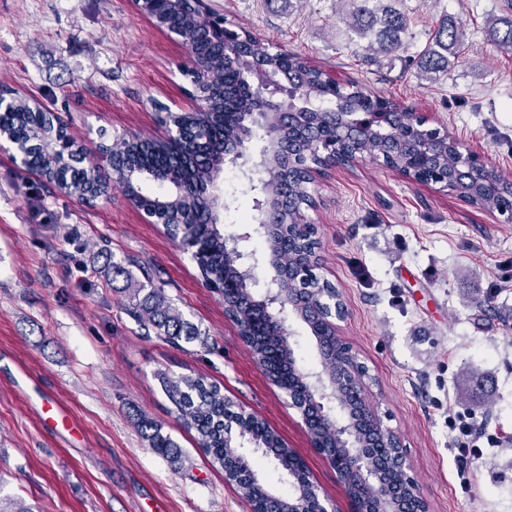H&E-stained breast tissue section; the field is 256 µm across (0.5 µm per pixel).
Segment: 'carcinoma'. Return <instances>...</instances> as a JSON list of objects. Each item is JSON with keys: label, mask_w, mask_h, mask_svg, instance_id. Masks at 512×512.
I'll return each mask as SVG.
<instances>
[{"label": "carcinoma", "mask_w": 512, "mask_h": 512, "mask_svg": "<svg viewBox=\"0 0 512 512\" xmlns=\"http://www.w3.org/2000/svg\"><path fill=\"white\" fill-rule=\"evenodd\" d=\"M352 31L368 40L362 61L372 63L403 46L408 35L405 15L388 0H346ZM504 8L488 22V36L493 45L512 50V0H502ZM161 24L180 30L194 46L199 62L214 74V98L211 112L204 118L188 116L184 121L183 138L168 144L140 139L127 142L122 139L106 146L114 160L113 184L141 208L156 207L160 195L144 192L148 181L166 185V197L171 200L169 210L173 223L167 232L179 241L193 246L190 250L200 276L205 283L215 286V293L224 304V310L234 319L241 340L250 349L254 359L270 378H280L283 390L299 391L301 400L311 399L307 382L293 372L298 364L288 336L286 324L273 321L250 301L247 282L242 269L226 253L224 225L210 221L202 195L210 184L221 180L224 174V153L237 144L241 136L264 138L266 131L250 123L254 109L253 95L240 72L232 65V48L208 36V20L196 15L190 5L173 9L164 0L156 6ZM464 44L463 27L452 19L440 20L427 46L416 58L421 77L448 71L459 60ZM235 48L244 49L256 63L277 71L289 82L298 84L303 96L293 100L291 107L303 113L301 120L285 131L290 142L293 162L286 165L283 156L275 153L262 160L258 176L285 200L284 211L278 216L257 213L254 219L272 225L261 247L271 248L282 266L295 268L301 260L318 247L314 224H287L285 219L297 210L312 206L308 187L303 185L307 169L320 161L317 146L322 141H336L342 157L360 152L364 157L379 159L394 169H409L414 180L426 183L432 172L448 171V182L463 191L470 204L497 211L512 221V181L490 167L473 173L463 168L455 148L443 141L437 128H427L415 121L398 104L374 99L357 85L338 87L324 70L308 64L302 57L284 49L272 50L250 31L242 28ZM391 112L393 125L388 135L378 134L362 141L338 139L336 124L338 112ZM0 127L12 137L29 146L26 164L42 171L49 182L68 194L92 191L85 171L78 166H60L59 156L71 149L64 127L58 135L47 134L46 116L36 107L22 102L11 110L0 111ZM420 139L434 141L432 160L418 157L413 144ZM307 294L309 324L314 335L322 372L336 381L341 376L343 353L336 338L321 332L319 320L336 287L323 283L310 273L303 286ZM133 295H143L128 312L143 326L153 330L159 338L179 348L181 343L201 339L202 333L187 321L165 294L162 285L150 275L136 283ZM162 392L171 405V413L187 428L197 433L200 449L213 465L226 472L245 499L255 504L257 512H289L288 503L305 509L313 498V489L307 482L302 465L290 458L281 438L264 421L249 413L234 412V402L224 395L221 386L190 375L171 376L165 371L156 373ZM235 421L238 440L247 439L261 448V456L276 460L291 479L293 493L289 497L278 494L268 480L247 460H241L229 449L237 440L224 437V421ZM152 433L148 438L152 447L166 454L173 462L179 461L180 447L161 428L148 422L141 423ZM314 436L321 447L336 453L339 441L331 419L320 416L314 422Z\"/></svg>", "instance_id": "obj_1"}]
</instances>
